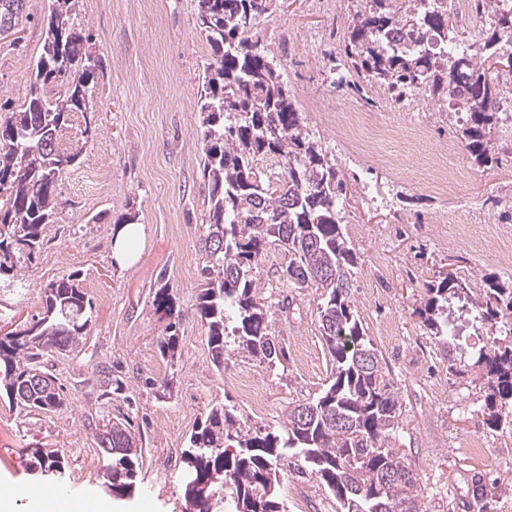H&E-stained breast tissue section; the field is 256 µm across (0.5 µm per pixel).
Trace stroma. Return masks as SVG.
<instances>
[{
	"label": "stroma",
	"instance_id": "35a3bbf8",
	"mask_svg": "<svg viewBox=\"0 0 512 512\" xmlns=\"http://www.w3.org/2000/svg\"><path fill=\"white\" fill-rule=\"evenodd\" d=\"M46 0H28L30 18L15 34L0 37V118L28 96L29 72L43 43ZM81 27L102 70L94 110L74 114L59 150L80 151V162L58 186L60 205L46 225L33 268L0 275V329L42 309L49 280L76 276L91 297L92 322L78 344L51 359L49 370L67 392L55 414H28L0 398V485L42 480L30 466L34 450L58 451L71 512H186L179 453L211 405L233 406L254 426L277 428L288 408L315 397L331 375L330 356L317 320V296L288 287L282 247L267 248L258 265V295L268 306L271 333L286 358L275 367L231 352L223 370L210 360L206 330L195 313L204 264L201 224L209 208L197 102L209 49L194 25L193 0H78ZM353 0L326 9L314 0H278L258 32L280 60L291 94L311 137L347 176L343 232L360 257L353 302L367 336L383 356L388 379L402 402L403 431L396 444L418 473L423 512H512V433L488 426L478 369L453 373L441 345L415 310L425 284L456 272L473 298L493 274L512 279L488 241L512 240V132L493 130L494 161L471 164L456 135L453 113L435 105L409 111L386 88L355 91L354 75L334 65L335 45L321 39L346 31ZM361 96L386 105V121L399 135L385 147L399 155L402 177L372 167L351 153L327 122L331 107ZM454 148V163L471 178L439 192L428 184L426 162L440 141ZM144 226L140 259L118 267L112 230L128 215ZM165 275L182 309L176 326L182 354L169 365L158 348L168 323L155 309L158 275ZM290 302L281 312L279 300ZM121 377L123 395H98L99 371ZM173 377V395L157 398L150 383ZM259 387L262 410L244 397L241 381ZM129 411L144 464L132 495L104 484L105 461L91 417ZM480 438V454L465 453ZM485 490L475 501V484ZM287 512H339L336 500L307 468L281 473Z\"/></svg>",
	"mask_w": 512,
	"mask_h": 512
}]
</instances>
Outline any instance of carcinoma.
I'll use <instances>...</instances> for the list:
<instances>
[{"instance_id": "1", "label": "carcinoma", "mask_w": 512, "mask_h": 512, "mask_svg": "<svg viewBox=\"0 0 512 512\" xmlns=\"http://www.w3.org/2000/svg\"><path fill=\"white\" fill-rule=\"evenodd\" d=\"M77 0H47L43 44L22 105L0 119V273L35 262L44 245V226L59 205L58 182L79 163L81 151L58 149L59 134L75 112L93 109L101 60L89 51L75 13ZM276 0H196L195 28L210 57L204 66L198 112L209 185V209L200 238L206 264L196 313L207 332L211 362L224 369L228 343L269 365L286 357L269 333L267 307L257 297L258 262L269 244L291 254L283 271L299 290L318 292L321 337L332 359L329 382L314 398L288 409L277 430L253 429L227 406H213L181 452L186 502L195 512H217L231 490L233 512H286L280 500L281 461L294 453L335 497L340 512H421L420 479L392 446L400 432L402 404L386 378L352 301L359 256L342 231L346 185L300 119L275 55L256 37L260 20ZM489 35L440 58L432 42L448 43V0H359L344 37L345 64L366 83L387 87L401 102L426 93L440 108L466 114L457 135L472 162L492 161L488 135L512 112V3L488 0ZM27 0H0V36L15 33ZM54 83L60 94L44 93ZM273 155L282 161L270 189L253 163ZM457 276L444 274L426 285L416 313L432 335L448 344V369L460 371L453 356L456 333L448 303L466 294ZM43 311L20 332L0 336V391L10 406L29 413L67 409L62 384L45 367L54 353L68 351L86 333L92 300L73 276L47 282ZM157 309L172 314L176 297L167 284L155 293ZM473 307L494 325L512 319V281H484ZM159 342L161 356L175 365L180 340L170 323ZM474 365L482 368L488 422L512 430V345L492 339ZM39 372L51 388L27 386ZM96 430L109 461L112 491L132 493L141 470V449L114 453L134 436L127 414ZM236 442L228 453L225 441ZM43 471L61 468L60 456L33 453Z\"/></svg>"}]
</instances>
